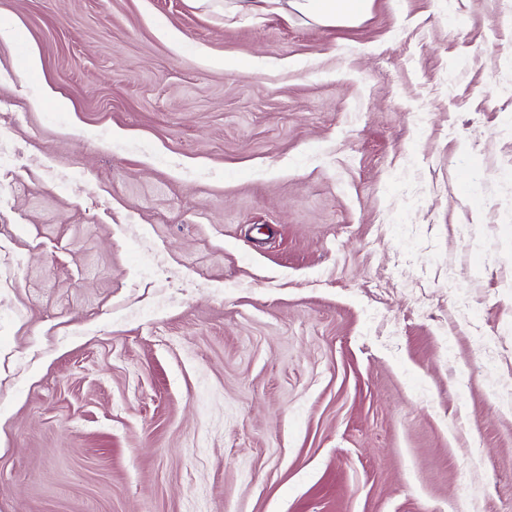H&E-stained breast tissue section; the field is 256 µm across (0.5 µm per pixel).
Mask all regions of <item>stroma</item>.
I'll return each instance as SVG.
<instances>
[{
  "instance_id": "35a3bbf8",
  "label": "stroma",
  "mask_w": 512,
  "mask_h": 512,
  "mask_svg": "<svg viewBox=\"0 0 512 512\" xmlns=\"http://www.w3.org/2000/svg\"><path fill=\"white\" fill-rule=\"evenodd\" d=\"M0 21V512H512V0Z\"/></svg>"
}]
</instances>
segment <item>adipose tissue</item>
<instances>
[{"instance_id": "obj_1", "label": "adipose tissue", "mask_w": 512, "mask_h": 512, "mask_svg": "<svg viewBox=\"0 0 512 512\" xmlns=\"http://www.w3.org/2000/svg\"><path fill=\"white\" fill-rule=\"evenodd\" d=\"M202 7L221 6L234 12L292 13L317 26L352 23L370 10L372 0H196Z\"/></svg>"}]
</instances>
